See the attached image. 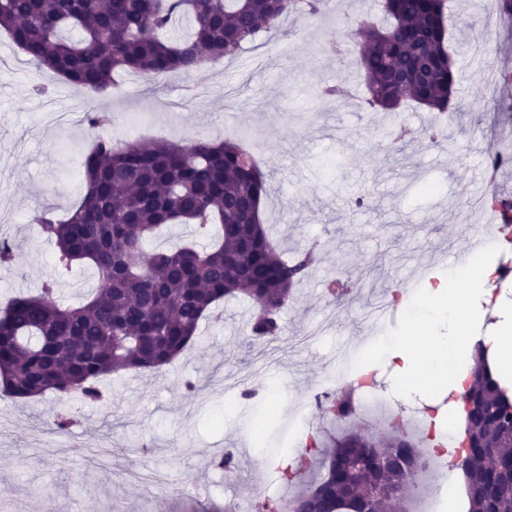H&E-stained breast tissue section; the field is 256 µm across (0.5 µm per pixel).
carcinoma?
Returning <instances> with one entry per match:
<instances>
[{
    "mask_svg": "<svg viewBox=\"0 0 512 512\" xmlns=\"http://www.w3.org/2000/svg\"><path fill=\"white\" fill-rule=\"evenodd\" d=\"M322 0H0V29L27 60L50 68L82 90L101 95L112 74L153 81L193 74L207 60L232 57L282 19L320 13ZM447 0H383L384 23L363 24L347 36L363 39V105L394 112L412 99L451 112L455 62L448 52ZM91 132L110 123L108 112H87ZM86 190L63 219L43 209L33 219L38 236L56 246L55 266L90 265L98 286L77 306L55 300L58 281L39 294L10 301L0 314V391L32 399L52 391L63 400L101 398V379L119 371H152L192 347L202 320L222 300L244 296L258 308L252 334L269 342L283 333L279 313L313 263L309 253L289 262L261 224L268 194L253 156L224 141L179 145L112 142L97 135L82 159ZM170 224H187L210 245L188 242L143 253V243ZM476 404L467 427L493 455L460 460L467 512H512V396L492 375L486 352L472 354ZM355 408L352 394L329 399L334 420ZM401 461L381 470L377 454ZM419 444L396 426L386 438L346 431L333 443L313 440L305 457L313 480L282 507L260 512H338L351 497L369 512H387L410 488ZM386 493L370 497L369 486Z\"/></svg>",
    "mask_w": 512,
    "mask_h": 512,
    "instance_id": "cac0c4a2",
    "label": "carcinoma"
}]
</instances>
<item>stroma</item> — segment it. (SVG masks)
Returning a JSON list of instances; mask_svg holds the SVG:
<instances>
[{
	"instance_id": "35a3bbf8",
	"label": "stroma",
	"mask_w": 512,
	"mask_h": 512,
	"mask_svg": "<svg viewBox=\"0 0 512 512\" xmlns=\"http://www.w3.org/2000/svg\"><path fill=\"white\" fill-rule=\"evenodd\" d=\"M488 14L485 0L450 4L459 112L440 146L427 108L410 101L386 115L363 106L359 46L345 32L381 21L378 0H329L316 17H288L262 53L189 77L120 73L94 99L30 64L0 31V241L18 256L0 273V309L54 272L56 248L32 219L44 208L65 213L82 195L80 156L92 143L83 117L93 107L145 115L142 141L234 140L268 180L261 219L273 245L289 259L317 249L280 313L286 332L276 343L252 339L257 309L232 299L172 364L113 374L101 403L71 400L69 431L54 429L66 405L57 394H0V512H224L229 501H273L295 491L268 472L296 456L289 438L336 429L309 397L337 388L342 357L393 395L406 391L377 348L408 329L405 310L375 323L368 312L439 246H461L471 197L492 177L490 147H512V86L484 70L492 58L512 71V18L495 15L479 30ZM326 86L340 95H320ZM495 180L499 198L512 200V173ZM270 407L275 425L256 438L250 423ZM228 448L240 451L231 474L219 465Z\"/></svg>"
}]
</instances>
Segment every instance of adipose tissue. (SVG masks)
Wrapping results in <instances>:
<instances>
[{"label":"adipose tissue","mask_w":512,"mask_h":512,"mask_svg":"<svg viewBox=\"0 0 512 512\" xmlns=\"http://www.w3.org/2000/svg\"><path fill=\"white\" fill-rule=\"evenodd\" d=\"M496 289L493 253L489 250L473 255L466 266L421 289L419 309L410 316L407 334L385 342L390 359L407 375L410 387L446 388L454 411H462L461 396L468 375L455 371V364L470 357L479 341L492 358L512 354V307L502 304ZM482 311L497 316L498 322L479 339L473 336L470 325ZM423 322L429 324L431 334L422 340L416 327Z\"/></svg>","instance_id":"adipose-tissue-1"}]
</instances>
